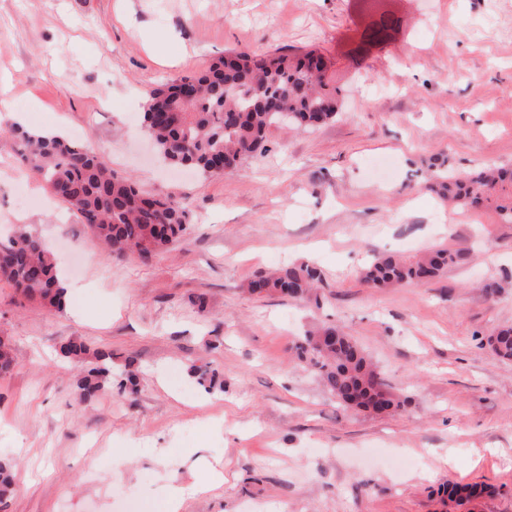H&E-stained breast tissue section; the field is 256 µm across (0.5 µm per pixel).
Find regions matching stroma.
<instances>
[{
  "label": "stroma",
  "mask_w": 512,
  "mask_h": 512,
  "mask_svg": "<svg viewBox=\"0 0 512 512\" xmlns=\"http://www.w3.org/2000/svg\"><path fill=\"white\" fill-rule=\"evenodd\" d=\"M398 7L405 36L355 68L353 0H0V128L58 130L190 209L151 260L113 257L0 135V241L36 232L67 297L51 312L0 281L16 357L0 374L15 485L0 512H157L213 468L223 482L180 512H512V362L487 344L512 324V224L421 188L438 154L460 172L512 162V0ZM231 49L321 50L351 87L343 112L310 132L272 128L267 152L222 175L162 165L149 94ZM436 246L465 259L427 285L360 279L373 254ZM293 262L321 269L316 300L243 293ZM323 325L357 340L404 412H354L324 391L293 353ZM73 336L111 353L113 381L134 372L136 391L81 398L80 366L58 354ZM449 482L490 491L441 498Z\"/></svg>",
  "instance_id": "stroma-1"
}]
</instances>
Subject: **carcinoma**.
<instances>
[{
    "label": "carcinoma",
    "instance_id": "obj_1",
    "mask_svg": "<svg viewBox=\"0 0 512 512\" xmlns=\"http://www.w3.org/2000/svg\"><path fill=\"white\" fill-rule=\"evenodd\" d=\"M393 0H355L361 27L348 50L360 65L375 49L394 43L405 28ZM346 90L332 63L316 49L300 53L251 55L235 53L205 71L181 78L148 97L143 112L145 131L170 164L217 174L220 164L266 152L271 127L288 124L295 131L313 130L335 121L343 110ZM19 156L65 209L79 218L112 253L151 258L188 229L186 202L145 193L134 182L115 175L108 164L85 146L59 135L11 129ZM425 187L448 203L462 207L495 205L500 221L512 224V164L460 173L445 162H432ZM462 254L436 247L414 257L378 253L367 261L362 281L372 288L426 285ZM29 300L59 309L64 287L44 241L22 229L0 242V281ZM321 271L309 263L289 264L270 274L258 273L243 288L254 298L273 294L309 298ZM488 344L502 361H512V325L492 330ZM296 356L317 375L325 391L346 409L375 415L397 414L407 400L389 390L377 367L348 334L336 326L308 331L295 345ZM89 348L80 337L62 344L59 355L83 364ZM78 380L85 398L94 397L111 379L110 355L94 354ZM15 363L9 338L0 336V374ZM13 492L10 465L0 462V500ZM479 485L448 484V498L478 497Z\"/></svg>",
    "mask_w": 512,
    "mask_h": 512
}]
</instances>
